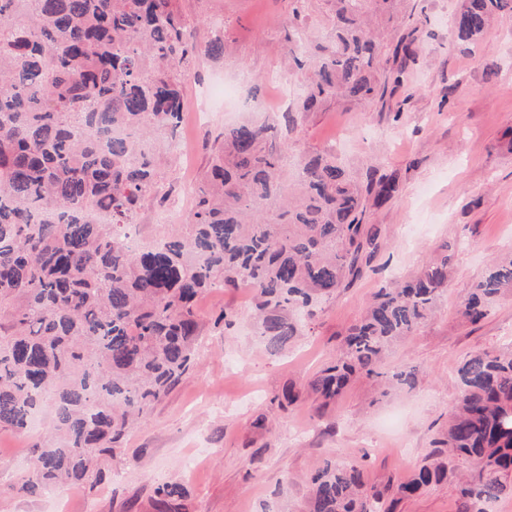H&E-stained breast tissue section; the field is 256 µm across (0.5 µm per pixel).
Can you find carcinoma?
<instances>
[{"label":"carcinoma","mask_w":512,"mask_h":512,"mask_svg":"<svg viewBox=\"0 0 512 512\" xmlns=\"http://www.w3.org/2000/svg\"><path fill=\"white\" fill-rule=\"evenodd\" d=\"M329 2L335 30L323 43L306 40L299 15L290 21L288 53L300 66L314 59L296 111L224 130L185 232L124 252L121 228L166 172L153 150L100 129L127 126L150 143L176 136L184 80L199 53L224 55V39L199 48L177 0H0V429L27 430L54 403L52 442L34 441L14 492L102 480L99 458L194 365L205 290L253 288L275 353L374 260L383 230L367 223V201L389 202L393 175L363 187L324 153L296 162L291 188L282 181L279 125L291 130L297 115L335 97L386 94L367 21L391 0ZM507 8L512 0H464L453 28L477 42ZM100 210L111 223L92 221ZM37 211L60 220L37 223ZM458 249L446 242L416 274L381 286L312 391L333 400L354 374L380 376L386 351L434 313ZM511 293L509 253L472 280L458 314L476 324ZM458 383L446 439L397 493L440 482L446 450L468 465L459 512H485L512 498V342L469 354ZM183 497L182 485H160L155 512H178ZM383 499L359 463L328 461L312 478L308 512H384Z\"/></svg>","instance_id":"carcinoma-1"}]
</instances>
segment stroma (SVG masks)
<instances>
[{"label": "stroma", "instance_id": "35a3bbf8", "mask_svg": "<svg viewBox=\"0 0 512 512\" xmlns=\"http://www.w3.org/2000/svg\"><path fill=\"white\" fill-rule=\"evenodd\" d=\"M462 0H394L376 22L387 71L407 70L373 102L332 98L301 114L286 133L290 156L330 151L351 175L395 174L398 192L370 208L368 221L387 237L370 268L321 304L305 336L270 353L254 320V292L217 288L198 301L201 346L194 368L156 402L121 446L103 460L101 483L63 485L36 498L14 493L27 471L30 444L48 433L0 430V512H155V489L181 483L180 512H307L309 482L326 459L358 461L368 485L410 479L448 427L458 396L457 369L472 352L495 351L512 337V295L481 323H464L460 297L489 261L512 250V11L495 17L475 44L458 40L450 19ZM198 46L223 32L228 50L199 55L194 81L183 86L184 153L162 154L170 185L199 181L215 137L246 120H265L296 105L310 76L288 56L293 12L314 41L334 23L328 0H178ZM409 54L395 53L399 38ZM239 81L238 103L216 110L206 126L194 120L197 87L223 75ZM445 240L459 251L434 315L398 342L386 370L417 368L413 388L382 389L354 379L328 405L309 384L336 360L346 331L390 279L418 271ZM223 324H216L218 313ZM296 400L282 405L285 391ZM457 474L418 496L395 498L392 512H457Z\"/></svg>", "mask_w": 512, "mask_h": 512}]
</instances>
